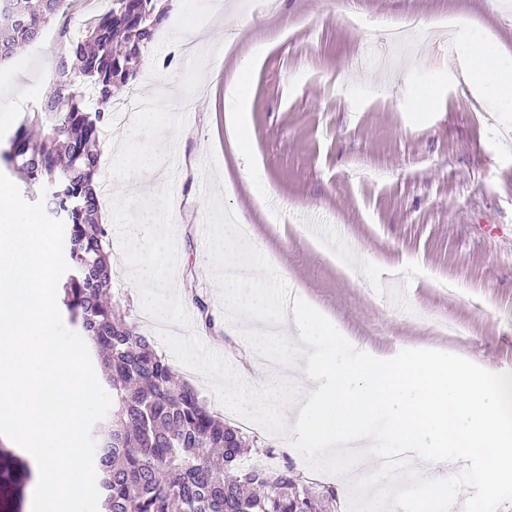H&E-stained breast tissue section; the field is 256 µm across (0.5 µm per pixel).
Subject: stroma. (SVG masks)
I'll return each mask as SVG.
<instances>
[{
  "instance_id": "obj_1",
  "label": "stroma",
  "mask_w": 512,
  "mask_h": 512,
  "mask_svg": "<svg viewBox=\"0 0 512 512\" xmlns=\"http://www.w3.org/2000/svg\"><path fill=\"white\" fill-rule=\"evenodd\" d=\"M413 20L437 35L400 45L369 37ZM160 31L131 95L180 83L189 101L159 102L132 121L126 142L150 148L176 136L166 155L176 186L129 196L126 142L107 127L99 140L113 257L164 266L171 251L180 255L152 294L123 284L138 332L142 311L177 316L203 297L219 316L215 329L183 324L178 336L197 335L248 387L265 386L199 240L217 196L292 294L356 350L434 349L512 370V146L503 140L512 108H492L472 85L468 56L481 38L512 69V12L497 0H274L259 9L223 0L214 13L180 0ZM58 49L43 39L0 66V144L40 104ZM428 96L430 109L414 108ZM229 112L245 115L235 142ZM152 211L171 218L174 233L132 238ZM444 320L461 333L439 330Z\"/></svg>"
}]
</instances>
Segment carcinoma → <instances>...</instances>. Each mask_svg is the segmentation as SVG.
<instances>
[{
  "mask_svg": "<svg viewBox=\"0 0 512 512\" xmlns=\"http://www.w3.org/2000/svg\"><path fill=\"white\" fill-rule=\"evenodd\" d=\"M67 0H9L0 7V63L37 43ZM169 10L160 0H111L88 23L89 42L64 44L39 107L25 113L0 148V162L29 192L50 191L68 226L72 273L63 304L100 358L112 390L105 439L94 453L102 512H328L330 487L315 492L289 463L243 468L249 458L244 429L212 411L197 389L175 381L165 355L122 318L112 288V238L99 222V156L94 145L110 123L105 111L88 112L85 92L109 103L135 80L143 51ZM199 328L215 319L192 296ZM30 467L0 448V487L11 488L7 512H21Z\"/></svg>",
  "mask_w": 512,
  "mask_h": 512,
  "instance_id": "obj_1",
  "label": "carcinoma"
}]
</instances>
